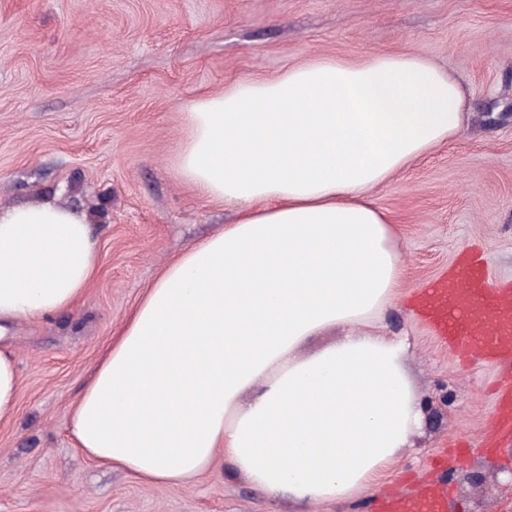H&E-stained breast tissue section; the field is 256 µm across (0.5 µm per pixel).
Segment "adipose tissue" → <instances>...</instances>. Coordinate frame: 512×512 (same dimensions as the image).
Listing matches in <instances>:
<instances>
[{
    "instance_id": "obj_1",
    "label": "adipose tissue",
    "mask_w": 512,
    "mask_h": 512,
    "mask_svg": "<svg viewBox=\"0 0 512 512\" xmlns=\"http://www.w3.org/2000/svg\"><path fill=\"white\" fill-rule=\"evenodd\" d=\"M468 119L463 84L414 52L314 59L192 102L178 171L238 218L133 307L72 408L78 451L160 486L222 456L273 498L378 491L420 413L408 345L376 325L403 268L372 192ZM98 269L85 213L0 209V332L72 312Z\"/></svg>"
}]
</instances>
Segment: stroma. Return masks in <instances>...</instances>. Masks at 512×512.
I'll return each mask as SVG.
<instances>
[{"mask_svg": "<svg viewBox=\"0 0 512 512\" xmlns=\"http://www.w3.org/2000/svg\"><path fill=\"white\" fill-rule=\"evenodd\" d=\"M416 52L464 85L466 130L373 192L405 276L384 331L409 344L416 398L455 401L387 471L382 497L449 481L448 512L476 501L449 468H482L489 512H512V438L494 452L499 366L460 363L413 296L479 247L512 283V0H0V207L47 199L92 215L100 269L78 308L23 320L6 343L18 410L0 426V512H300L219 463L178 487L83 458L69 414L110 336L165 267L235 210L199 196L175 157L194 100L309 60ZM467 441L468 454L448 445Z\"/></svg>", "mask_w": 512, "mask_h": 512, "instance_id": "stroma-1", "label": "stroma"}]
</instances>
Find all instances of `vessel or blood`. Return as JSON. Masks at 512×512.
I'll return each instance as SVG.
<instances>
[{
	"label": "vessel or blood",
	"instance_id": "vessel-or-blood-1",
	"mask_svg": "<svg viewBox=\"0 0 512 512\" xmlns=\"http://www.w3.org/2000/svg\"><path fill=\"white\" fill-rule=\"evenodd\" d=\"M416 307L438 339L461 358L500 362L512 380V285L492 286L484 261L466 255L448 277L423 289ZM500 433L512 436V384L499 395ZM448 487L423 486L419 495L384 503L383 512H447Z\"/></svg>",
	"mask_w": 512,
	"mask_h": 512
}]
</instances>
